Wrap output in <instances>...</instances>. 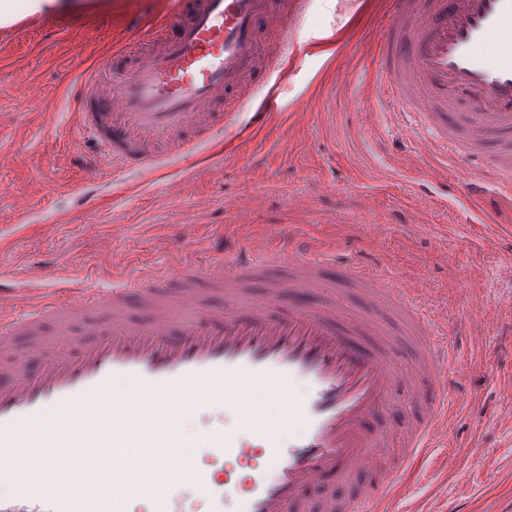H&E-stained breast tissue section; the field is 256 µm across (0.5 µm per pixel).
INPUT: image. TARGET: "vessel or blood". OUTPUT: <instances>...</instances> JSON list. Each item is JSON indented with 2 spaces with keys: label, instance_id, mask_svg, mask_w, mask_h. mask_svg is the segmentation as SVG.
Returning <instances> with one entry per match:
<instances>
[{
  "label": "vessel or blood",
  "instance_id": "vessel-or-blood-1",
  "mask_svg": "<svg viewBox=\"0 0 512 512\" xmlns=\"http://www.w3.org/2000/svg\"><path fill=\"white\" fill-rule=\"evenodd\" d=\"M388 12L391 24L377 44L381 100L414 115L429 135L426 151L476 168L462 192L483 217L479 203L490 187L512 193L502 182L512 176V0H389ZM265 32L277 36L279 53L262 52ZM140 37L139 51H113L82 74L73 88L81 101L74 124L97 147L100 164L155 174L162 159L186 155L195 136L229 119L224 93L247 79L264 91L251 117L253 131H261L276 99L270 76L302 57L335 54L343 33L298 41L286 0H171ZM106 71L122 75L116 112L103 111L97 95ZM289 264L287 284L255 301L242 285L257 264L221 255L208 272L224 292L218 307L197 302L187 270L171 291L153 274L133 284L116 275L111 287L88 289L85 301L57 289L31 297L22 312L0 290V352L15 337L30 339L12 362L0 363V512H135L141 499L154 512H170L181 486L193 487L208 512H224L230 495L235 512H302L316 485L347 480L388 448L397 465L372 471L357 496L328 501L324 512H392L410 465L448 431L453 407L440 385L448 336L436 330L420 289L351 264L353 285L382 296L407 321L415 353L400 359L378 310L327 295L312 251ZM285 290L293 299L283 311ZM133 296L150 309L148 321L129 320ZM91 306L102 315L87 320L79 355L58 350L70 322ZM49 318L57 329L45 337L40 326ZM51 345L56 353L28 370L27 355ZM401 381L414 419L396 434L371 432L368 420L389 407ZM224 407L236 414L233 429L183 425ZM118 448L154 454L131 476ZM255 455L260 461L242 487L213 468ZM49 470L62 482L44 492L38 485Z\"/></svg>",
  "mask_w": 512,
  "mask_h": 512
}]
</instances>
